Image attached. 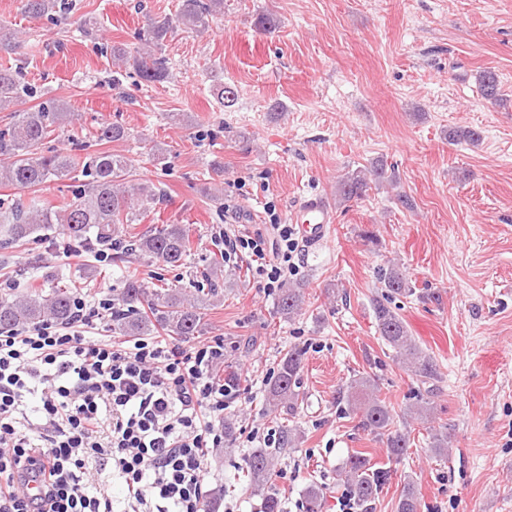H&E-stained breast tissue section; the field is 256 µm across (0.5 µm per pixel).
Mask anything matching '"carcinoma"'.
Returning <instances> with one entry per match:
<instances>
[{
	"label": "carcinoma",
	"mask_w": 512,
	"mask_h": 512,
	"mask_svg": "<svg viewBox=\"0 0 512 512\" xmlns=\"http://www.w3.org/2000/svg\"><path fill=\"white\" fill-rule=\"evenodd\" d=\"M21 12L32 17H52L57 0H20ZM224 13V0H181L177 22L189 31L204 29L209 19ZM173 28L171 19H153L140 34L141 46L133 53L119 45L112 46V60L121 67H132L146 84L161 82L169 75L168 59L162 46ZM19 31L0 27V53L15 54L23 46ZM482 97L492 103L502 101L498 76L491 70L479 74ZM213 95L226 107L237 99L233 87L217 83ZM36 90L26 83L21 72L0 69V111L12 109V122L0 130V183L18 189L42 188L50 183L82 181L73 199L53 206L41 200L28 205L13 204L0 210V248L36 241L50 225L64 240L88 248L97 244L116 245L112 261L124 262L131 256L156 262L170 270L183 267L190 256V228L185 224H153L130 240L118 235L121 224H137L147 210L164 199V190L154 183L133 177L131 161L123 154L99 151L80 165L69 151L42 152L44 140L72 121L71 112L53 99L30 108L22 105L35 97ZM127 138L119 123H103L97 131L100 142ZM384 182L395 183V173L376 160L365 167L348 172L336 184V200L340 203L364 199L372 187ZM95 237H90V233ZM215 262L206 276L209 288L190 292L184 288L148 290L136 276L126 278L118 298V309L112 316V327L125 336H153L164 332L179 339H191L203 331L206 297L219 295L218 271ZM381 293L372 299V311L380 336L390 347L398 363L424 386L415 403L398 412L379 398L375 381L369 376L349 380L339 391L338 400L345 412L359 418L361 428L386 440L390 455L399 459L410 446L409 432L394 428L397 418L419 420L432 418L434 406L430 397L440 376L439 365L409 335L407 326L392 298L415 295V288L401 268L392 263L379 270ZM71 289L55 285L44 291L33 289L17 296L0 297V329L30 326L47 320L66 322L73 310ZM304 288L294 283L281 289L277 298V314L292 320L303 310ZM303 352L290 349L278 363L268 382L267 403L272 411L286 409L292 414L303 401L301 373ZM448 429L430 433L429 447L443 456L451 447ZM278 458L268 449H257L245 459V469L257 489L264 488L276 473ZM387 472L373 468L371 459L362 452L351 455L338 472V481L349 486L358 506L371 510ZM323 489L312 485L306 492V512H319ZM397 512H420L419 492L407 480L399 497Z\"/></svg>",
	"instance_id": "obj_1"
}]
</instances>
